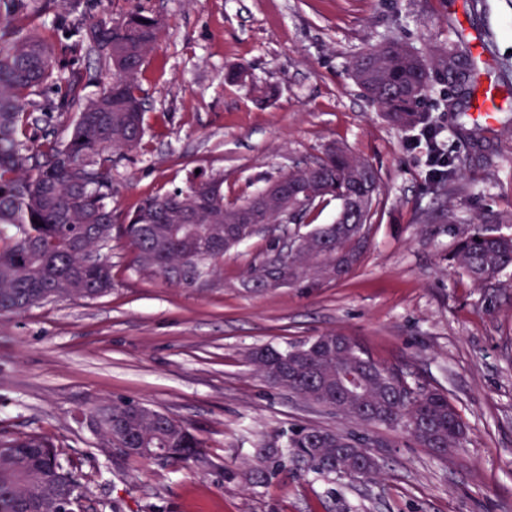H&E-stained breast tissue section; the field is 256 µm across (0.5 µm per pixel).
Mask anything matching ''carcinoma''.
<instances>
[{"instance_id": "carcinoma-1", "label": "carcinoma", "mask_w": 512, "mask_h": 512, "mask_svg": "<svg viewBox=\"0 0 512 512\" xmlns=\"http://www.w3.org/2000/svg\"><path fill=\"white\" fill-rule=\"evenodd\" d=\"M162 39V23L140 9L119 21L55 17L51 28L39 23L28 0H0V315L19 314L49 300L98 297L112 290V265L100 251L112 241V154L139 150L146 134L141 81ZM96 55L112 72L93 96L80 61ZM349 63L358 85L373 81L383 91L368 96L396 127L425 131L429 112L418 109L433 82L448 84L446 107L460 96L470 110L478 94L472 52L457 43L427 61L395 40L367 50ZM73 113L67 138L58 135L56 115ZM379 181L374 166L344 150L328 149L312 167L295 166L282 175L306 180L352 208L347 193L365 177ZM249 202L224 201V177L203 171L185 186L143 199L118 226L133 250L132 264L144 276L179 288H204L221 270L224 254L256 236L232 220ZM288 227L299 241L297 262L341 267L348 273L362 258L356 243L369 241L371 208L356 224ZM467 230L453 255L478 287H491L512 266V237L484 226ZM276 252L255 261L246 283L264 288L263 273L279 264ZM249 363L267 382L320 405L347 424L399 428L438 456L463 447L466 427L448 394L409 380L399 368L376 362L349 336L325 333L286 351L266 348L249 354ZM90 432L98 445L125 448L121 460L146 459L141 448H163L160 464L210 460L204 442L184 423L130 400L97 405ZM1 448H34L36 459H0V512H60L58 497L82 487L84 475L62 458L57 446L36 433H0ZM383 444L355 431L297 425L275 443L243 461L246 477L266 482L297 463L316 474L371 480L382 472L376 449Z\"/></svg>"}]
</instances>
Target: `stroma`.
Wrapping results in <instances>:
<instances>
[{
	"label": "stroma",
	"instance_id": "35a3bbf8",
	"mask_svg": "<svg viewBox=\"0 0 512 512\" xmlns=\"http://www.w3.org/2000/svg\"><path fill=\"white\" fill-rule=\"evenodd\" d=\"M92 19L132 6L158 17L162 43L142 82V151L112 166V214L195 170L224 177L232 200L319 156L330 144L369 161L380 181L372 242L342 278L260 293L247 271L268 250L257 236L226 254L205 288H175L132 268L128 241L102 255L112 290L0 316V431L52 439L86 476L92 512H512V268L478 288L453 259L473 216L512 234V109L497 130L439 109V137L457 150L452 192L437 194L414 132L392 126L349 75L350 60L385 40L425 57L478 45L482 86L512 83V0H55ZM246 67V82L226 74ZM266 87L274 97L263 96ZM336 332L380 363L445 390L466 424L463 448L440 457L384 426L385 466L370 481L304 472L246 483L242 459L296 424L338 430L323 407L276 388L245 360ZM130 400L185 423L205 442L208 470L116 462L81 423L95 402Z\"/></svg>",
	"mask_w": 512,
	"mask_h": 512
}]
</instances>
